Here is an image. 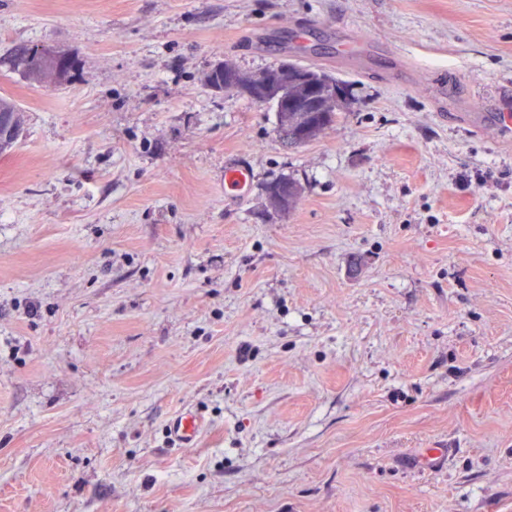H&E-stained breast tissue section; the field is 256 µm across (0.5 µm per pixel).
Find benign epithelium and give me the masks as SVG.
<instances>
[{"instance_id":"obj_1","label":"benign epithelium","mask_w":512,"mask_h":512,"mask_svg":"<svg viewBox=\"0 0 512 512\" xmlns=\"http://www.w3.org/2000/svg\"><path fill=\"white\" fill-rule=\"evenodd\" d=\"M293 78L296 82L302 84L305 88L304 97L302 98H284L281 100V108L285 112H334L336 105L325 100V86L328 84L326 80H317L307 71L294 68L287 69L277 65L269 70L267 81L263 85H253L246 80L238 72L226 73L224 78L231 82L239 84L244 96L255 101L265 99L270 88Z\"/></svg>"}]
</instances>
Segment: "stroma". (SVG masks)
Instances as JSON below:
<instances>
[{"label":"stroma","mask_w":512,"mask_h":512,"mask_svg":"<svg viewBox=\"0 0 512 512\" xmlns=\"http://www.w3.org/2000/svg\"><path fill=\"white\" fill-rule=\"evenodd\" d=\"M224 60L335 124L283 148ZM1 95L0 512H512V0H0ZM45 57L53 58L58 66L60 72H62L61 55L57 51L50 49L41 48L40 52ZM43 56H39L33 52V48L23 50L16 54V61L18 66H21L22 72L29 80L31 76H36L39 83H43V86L57 85L62 83L66 78L69 77L71 70L73 69L72 62L69 68L63 73V80H59L55 68L47 64ZM295 66L298 68L289 70L277 65L270 70L267 69L262 73V75H249L251 80L261 83L264 81L265 76L269 71L267 74V81L263 85L251 84L238 72L225 74L223 71L214 74L209 72L206 75L205 83L211 87L213 85H220L222 82L224 84L222 89L211 88L215 91L224 92L225 94H237L242 96L241 94L233 92L229 85H225L224 79L226 78L230 82H237L244 96L253 99L252 102L255 100L254 103L256 102V104H258L259 102L257 101L265 99L271 87H275L276 85L288 80V83H284L273 88L268 94V97L263 102L259 103V105H270L273 108L276 116V132L279 140L283 147L288 150H292L315 140L323 131L335 123L339 114L337 111L342 103V98L340 97L344 93V88L340 83L325 71L298 64H295ZM299 68L307 71H315L317 74H322L324 77L329 78L334 82L336 87V105L332 102L325 101V86L330 82L327 80L318 81L307 71ZM288 77L293 78L300 84L288 79ZM301 84H303L305 92L304 97L299 98L302 96L303 92ZM284 97H288L290 99ZM281 98H284L281 100V108L284 112L275 108L277 102ZM301 112H323L325 115L324 122L310 129L303 141H301L297 136L299 129L303 125V114ZM0 110H10L7 120L4 114H0V126L7 122L6 127H0V155H6L14 148V143L20 135L23 124V113L19 110L16 103L9 97L0 96ZM0 112V113H1ZM281 182H288V184L281 183ZM274 183H281V184L272 185ZM288 185L294 186L293 199H292L290 205L288 202ZM269 186H271V187H269ZM268 187H269V189H268ZM267 189H268V192L270 195L276 196V198L281 201V206H282L284 212L290 211L291 209H293L296 206V204L301 196V191H302L299 184L296 181L292 180L291 178H281V179L274 180L266 185L265 191ZM202 429V419L194 413H186L179 416L173 423V431L178 440L188 444Z\"/></svg>","instance_id":"1"}]
</instances>
